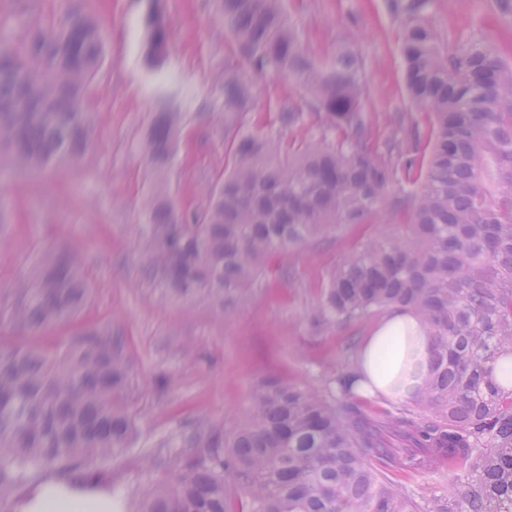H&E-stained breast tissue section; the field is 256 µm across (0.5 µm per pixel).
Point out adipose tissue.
I'll return each mask as SVG.
<instances>
[{
    "mask_svg": "<svg viewBox=\"0 0 512 512\" xmlns=\"http://www.w3.org/2000/svg\"><path fill=\"white\" fill-rule=\"evenodd\" d=\"M430 336L411 311H394L380 323L365 344L362 365L378 390H385L410 351L426 357ZM12 512H123L111 486L85 473L48 476L19 498Z\"/></svg>",
    "mask_w": 512,
    "mask_h": 512,
    "instance_id": "obj_1",
    "label": "adipose tissue"
}]
</instances>
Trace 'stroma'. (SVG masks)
Wrapping results in <instances>:
<instances>
[{
  "mask_svg": "<svg viewBox=\"0 0 512 512\" xmlns=\"http://www.w3.org/2000/svg\"><path fill=\"white\" fill-rule=\"evenodd\" d=\"M106 41L98 81L85 96L92 116L94 146L88 160L51 173L0 175V203L7 210L0 236V289L28 272L34 252L54 245L85 260L93 303L90 322L125 328L131 353L129 400L138 418L136 441L117 459L97 463L135 512L139 490L165 478L182 454L180 446L158 447L164 437L188 433L195 419L224 429L244 419L248 394L259 377L275 375L319 393L334 390L347 363L349 338L365 341L376 319L321 330L312 313L330 271L363 238L401 232L398 224L375 221L341 227L314 243L289 248L270 265L257 288L230 316H216L201 299L169 302L152 282L138 283L141 264L130 232L137 223L153 174L140 143L153 111L152 92L162 80H178L190 90L184 103V130L169 172L174 203L193 208L204 201L205 185L222 171L224 88L219 80L232 62L229 38L208 0H82ZM290 21L318 56L332 53L347 36L366 62L367 94L362 104L378 130L394 131L389 117L410 111L401 57V29L388 0H285ZM493 0H437L432 22L444 38L478 35L501 48L512 46V31L493 22ZM158 14L169 35L162 72L144 61L147 19ZM64 18L61 0H0V41L15 42L34 23ZM252 112L262 129L287 148L303 147L314 130L284 128L278 107L301 98L302 88L285 75L252 77ZM288 269L289 279L278 276ZM171 380L159 392L153 378ZM395 488L412 498L441 493L447 472L420 473L386 468Z\"/></svg>",
  "mask_w": 512,
  "mask_h": 512,
  "instance_id": "1",
  "label": "stroma"
}]
</instances>
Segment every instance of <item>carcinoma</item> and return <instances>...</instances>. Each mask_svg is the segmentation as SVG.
<instances>
[{"label":"carcinoma","instance_id":"carcinoma-1","mask_svg":"<svg viewBox=\"0 0 512 512\" xmlns=\"http://www.w3.org/2000/svg\"><path fill=\"white\" fill-rule=\"evenodd\" d=\"M61 25L40 24L20 48L0 44V153L20 172L85 158L93 137L84 96L105 60L98 22L64 0ZM436 0H389L422 132L403 115V135L377 144L361 112L365 66L346 37L313 55L283 0H215L232 51L260 76L288 75L305 90L277 112L283 126H315L291 154L255 130L251 84L224 67L227 166L203 205L177 210L165 177L183 115L177 92L157 97L141 148L156 179L133 225L142 275L174 303L207 300L227 316L266 264L291 247L379 214L406 232L365 239L335 267L315 308L324 328L409 307L433 337L427 362L414 353L403 375L418 382L412 408L370 418L336 399L276 377L259 380L247 420L226 432L195 423L193 449L141 492L139 512H512V63L480 37L445 41L432 24ZM167 31L148 22L145 59L160 71ZM411 192L391 186L411 180ZM82 263L45 247L14 287L0 289V323L39 332L75 322L90 306ZM133 337L109 325L79 329L62 347L0 343V492L28 487L47 470L122 455L137 432L128 386ZM364 379L348 368L339 391ZM405 432L422 454L396 456L386 434ZM455 473L442 494L417 502L374 462Z\"/></svg>","mask_w":512,"mask_h":512}]
</instances>
